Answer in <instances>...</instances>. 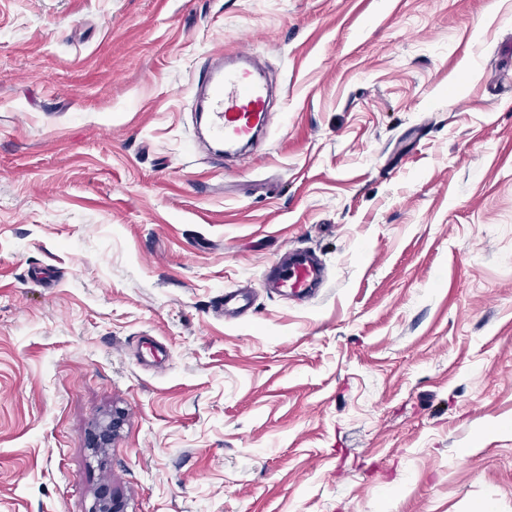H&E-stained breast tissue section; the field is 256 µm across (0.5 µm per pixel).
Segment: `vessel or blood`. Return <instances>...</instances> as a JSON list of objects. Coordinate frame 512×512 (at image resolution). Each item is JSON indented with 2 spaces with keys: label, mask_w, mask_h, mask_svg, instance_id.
<instances>
[{
  "label": "vessel or blood",
  "mask_w": 512,
  "mask_h": 512,
  "mask_svg": "<svg viewBox=\"0 0 512 512\" xmlns=\"http://www.w3.org/2000/svg\"><path fill=\"white\" fill-rule=\"evenodd\" d=\"M249 59L245 51L227 63L217 59L198 76L197 106L206 114L207 143L220 154L241 152L269 122L266 78L249 67ZM262 281L279 294L308 301L318 295L324 269L312 252L289 248L267 266ZM220 307L228 316L243 315L252 307V296L243 290L226 292Z\"/></svg>",
  "instance_id": "vessel-or-blood-1"
}]
</instances>
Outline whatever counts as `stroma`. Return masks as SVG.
<instances>
[{
  "label": "stroma",
  "instance_id": "35a3bbf8",
  "mask_svg": "<svg viewBox=\"0 0 512 512\" xmlns=\"http://www.w3.org/2000/svg\"><path fill=\"white\" fill-rule=\"evenodd\" d=\"M240 49L274 123L217 161L195 85ZM103 486L512 512V0H0V512ZM262 281L265 286L276 288L281 295L309 301L320 291L324 269L312 252L288 248L267 266ZM252 295L243 290L224 292L221 299V311L230 317H237L248 312L252 307Z\"/></svg>",
  "mask_w": 512,
  "mask_h": 512
}]
</instances>
